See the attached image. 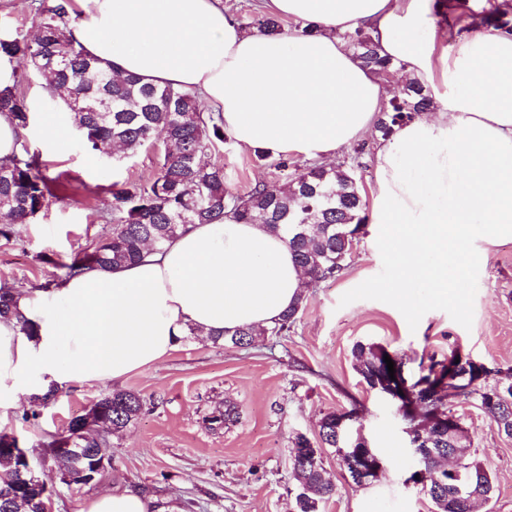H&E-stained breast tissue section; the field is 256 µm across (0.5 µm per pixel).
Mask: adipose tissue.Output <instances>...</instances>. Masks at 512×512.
Listing matches in <instances>:
<instances>
[{"label": "adipose tissue", "mask_w": 512, "mask_h": 512, "mask_svg": "<svg viewBox=\"0 0 512 512\" xmlns=\"http://www.w3.org/2000/svg\"><path fill=\"white\" fill-rule=\"evenodd\" d=\"M431 2L264 0L270 13L317 28L280 39L245 29L222 0H91L71 36L103 68L197 91L241 149L330 163L372 132L391 97L341 38L368 31L398 78L418 80L434 101L375 152L372 214L389 227L390 289L403 299L426 281L443 298L472 261L474 225L485 239H512V32L478 30L444 51L446 28L427 32ZM304 288L281 237L228 215L188 225L136 264L21 289L36 333L0 319V419L20 397L159 364L188 330L208 338L271 326ZM87 512L161 510L118 487Z\"/></svg>", "instance_id": "1"}]
</instances>
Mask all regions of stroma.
<instances>
[{
  "label": "stroma",
  "mask_w": 512,
  "mask_h": 512,
  "mask_svg": "<svg viewBox=\"0 0 512 512\" xmlns=\"http://www.w3.org/2000/svg\"><path fill=\"white\" fill-rule=\"evenodd\" d=\"M17 76L30 114L24 140L40 153L49 176L66 178L67 188L17 226L11 239L0 238V281L52 288L64 279L66 265L109 231L108 185L150 183L158 157L144 150L119 163L95 158L73 133L65 154H57L40 132L43 114L58 108L55 99L25 64H18ZM211 160L237 194L278 180L275 169L234 143L218 146ZM387 233V225L363 224L342 271L306 288L285 335L258 336L245 347L185 337L165 361L120 383L61 390L29 422L22 413L31 402L21 399L0 422V431L16 436L34 460L43 443L104 394L121 388L146 401L138 422L112 437L111 461L96 482L69 486L57 471L37 467L52 491L53 512H86L90 500L118 485L149 487L164 512H295L299 481L290 450L296 435L316 438L325 414L349 411L356 414L351 432L361 433L379 453L383 469L376 479L356 484L336 450L322 449L337 492L318 512H432L429 497L409 480L417 461L408 423L394 400L362 381L353 348L384 347L401 359L410 381L430 361L447 359L455 350L489 368L481 386L495 385L496 369L512 368V240L490 245L474 235V259L456 296L436 298L422 282L404 301L389 289L395 269ZM228 407L236 412L234 420L209 424V416ZM447 407L467 431L470 459L494 480L493 495L478 512H512V438L464 397L449 396Z\"/></svg>",
  "instance_id": "obj_1"
}]
</instances>
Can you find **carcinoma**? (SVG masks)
Instances as JSON below:
<instances>
[{
  "label": "carcinoma",
  "instance_id": "cac0c4a2",
  "mask_svg": "<svg viewBox=\"0 0 512 512\" xmlns=\"http://www.w3.org/2000/svg\"><path fill=\"white\" fill-rule=\"evenodd\" d=\"M436 13L448 25V37L476 22L494 29H512L508 12L484 8L479 12L468 0H436ZM73 0H41L38 33L31 39L19 33L0 36V52L11 58H25L53 93L68 92L65 100L70 125L83 139V148L103 155L112 145L121 146V159L135 156L142 149L159 151V171L147 184L112 183V228L94 246L67 266V275L82 269L120 267L141 259L143 246L163 248L189 224H214L224 220L226 212L246 224H264L281 234L290 246L294 261L312 284L335 276L350 252L344 234H354L366 223V202L357 186L354 168L306 166L288 156L254 152L256 159L274 168L281 177L278 187L254 186L239 195L224 184V170L203 162L218 145L229 141L224 119L219 113L200 111L196 96L171 85L143 84L140 79L107 71L88 57L70 37ZM261 32L286 37L308 32L295 25L284 28L280 19L266 14L254 19ZM347 47L361 63L387 72L389 60L381 57L371 35L361 29L341 35ZM433 107L422 84L408 80L396 91L382 111L376 129L382 137L395 127L414 120ZM0 112L13 116L25 128L27 108L16 86L0 89ZM56 178L43 172L40 154L25 144L6 161L0 160V237L9 240L19 224H26L50 204ZM302 301L286 311L279 322L265 328H240L213 338L226 345L243 346L257 335L278 336L294 322ZM0 318H14L21 330L30 333L33 326L17 307L15 289L0 286ZM386 349L377 345H356L355 369L363 381L375 387L383 368ZM448 361L455 364L453 375L442 365L431 364L412 383L420 405L428 410H447L443 389L450 388L489 415L498 430L512 438V368L504 372L495 386L475 385L480 375L477 365L453 351ZM96 418L112 425L116 434L133 425L145 411L140 394L114 390L96 402ZM81 416L72 418L69 436L74 438L73 454L58 455L51 464L60 475L72 472L93 458L97 443L87 440ZM422 447L432 449L422 464L426 484L422 489L431 498L435 512H473V505L488 499L494 490L490 474L469 459L459 440L437 430L427 433ZM346 449L341 456L345 470L356 479L355 466L364 455H376L361 435L351 437L339 425L338 414L327 413L319 424L318 447ZM293 470L300 483L295 497L296 512H318V505L336 494V486L327 476L320 456L302 457L291 453ZM0 512H42L45 483L35 476L24 479L19 461L0 454Z\"/></svg>",
  "mask_w": 512,
  "mask_h": 512
}]
</instances>
